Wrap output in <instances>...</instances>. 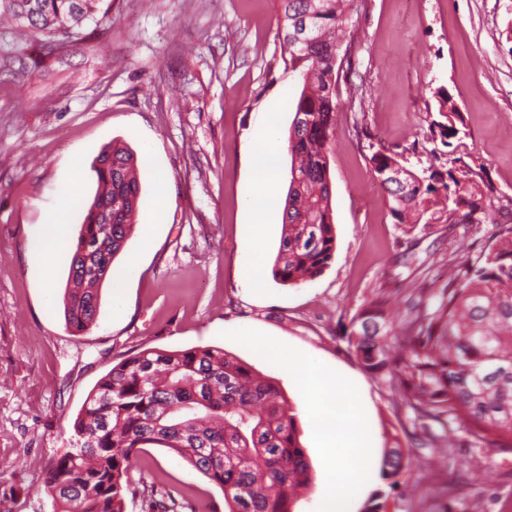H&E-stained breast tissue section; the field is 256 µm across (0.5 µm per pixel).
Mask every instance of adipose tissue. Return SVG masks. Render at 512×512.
Wrapping results in <instances>:
<instances>
[{"label": "adipose tissue", "instance_id": "ef3b65f1", "mask_svg": "<svg viewBox=\"0 0 512 512\" xmlns=\"http://www.w3.org/2000/svg\"><path fill=\"white\" fill-rule=\"evenodd\" d=\"M279 151L274 123H265L254 143L260 172L246 201L247 226L258 231L276 208V159ZM85 174L76 170L69 181L57 189L60 202L50 217L42 252L31 255V263L45 265L51 254L70 250V209L82 202ZM242 340L292 371L298 389L312 414V436L322 453L324 490L315 512H349L350 501L363 490L367 473L362 460L367 452L370 428L360 405L357 389L350 380L319 363L315 358L296 353L256 331L246 332Z\"/></svg>", "mask_w": 512, "mask_h": 512}]
</instances>
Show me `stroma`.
Instances as JSON below:
<instances>
[{
  "label": "stroma",
  "mask_w": 512,
  "mask_h": 512,
  "mask_svg": "<svg viewBox=\"0 0 512 512\" xmlns=\"http://www.w3.org/2000/svg\"><path fill=\"white\" fill-rule=\"evenodd\" d=\"M277 0H112L103 22L46 53L0 24V512H52L44 492L51 459L63 452L87 394L113 365L146 348L224 349L272 381L297 411L299 440L314 482L294 512H313L323 477L311 413L294 377L240 341L261 331L308 353L357 385L371 428L368 482L351 501L364 512L379 493L385 455L409 429L395 416L381 375L349 350L350 320L379 290L444 283L457 240L469 259L485 253L499 225H512V0H365L341 36L336 139L329 150L336 251L313 281L283 285L271 268L282 213L260 239L262 294L239 275L250 245L244 201L256 179L254 135L275 114L280 140L300 82L288 70ZM449 90L466 121L451 147L428 134L437 88ZM131 150L142 186L136 227L105 280L96 327L72 335L63 312L70 257L51 272L31 264L58 186L73 160L90 166L103 146ZM402 153L414 168L463 160L482 170L498 201L490 223L465 235L444 224L405 232L374 179L372 147ZM446 489L423 495L433 512H512V447L476 448L465 431L434 457ZM132 480L161 483L193 512H226L224 496L164 448L138 452Z\"/></svg>",
  "instance_id": "1"
}]
</instances>
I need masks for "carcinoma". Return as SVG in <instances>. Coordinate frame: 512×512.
Instances as JSON below:
<instances>
[{"label": "carcinoma", "mask_w": 512, "mask_h": 512, "mask_svg": "<svg viewBox=\"0 0 512 512\" xmlns=\"http://www.w3.org/2000/svg\"><path fill=\"white\" fill-rule=\"evenodd\" d=\"M101 0H0V19L49 51L95 20ZM362 0H278L282 52L302 88L288 129L292 162L275 280L297 285L320 276L336 251L328 150L335 140L339 71L348 52L336 31L351 24ZM313 34L296 41L302 21ZM430 132L449 147L464 119L447 89H437ZM388 195L393 223L479 224L492 215V189L469 164L406 168L404 183L386 178L403 155L369 157ZM97 190L89 202L64 295L67 328L80 336L95 324L100 289L134 230L141 194L132 151L102 148L92 164ZM112 223H104V216ZM394 321L375 300L351 318L348 346L361 366L386 377L413 426L431 448L449 445L453 426L489 448L512 447V225H502L475 261L448 255L440 288L402 291ZM297 412L270 381L216 347L142 350L112 366L89 392L73 421L69 446L52 459L44 491L53 512H126L141 495L147 512H170L172 492L132 486L129 462L148 446L166 448L224 494L227 512H293L294 492L311 486ZM411 451L395 442L382 477L395 488L412 468Z\"/></svg>", "instance_id": "cac0c4a2"}]
</instances>
